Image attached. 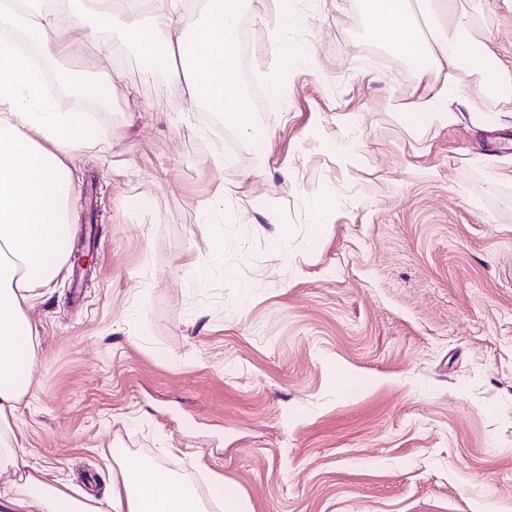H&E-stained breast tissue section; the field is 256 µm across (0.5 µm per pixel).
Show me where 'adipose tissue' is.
I'll list each match as a JSON object with an SVG mask.
<instances>
[{
    "label": "adipose tissue",
    "instance_id": "1",
    "mask_svg": "<svg viewBox=\"0 0 512 512\" xmlns=\"http://www.w3.org/2000/svg\"><path fill=\"white\" fill-rule=\"evenodd\" d=\"M241 0H198L196 25L181 31L172 0H124V38L148 63L171 65L192 102L250 127L239 81L236 31ZM111 0H0V27L23 33L43 58L56 60L77 44L111 51ZM367 36L409 60L428 81L433 103L448 100L460 63L472 53L487 62L482 85L512 97V55L478 39V22L457 0H361ZM16 44L0 39V470L18 481L0 486V512H207L197 487L174 472L117 452L103 497L82 495L65 482L50 485L31 466L17 437V412L31 390L39 327L28 315L36 291L49 287L67 263L71 230L69 166L74 152L99 149L107 131L84 112H54L41 69L21 70Z\"/></svg>",
    "mask_w": 512,
    "mask_h": 512
}]
</instances>
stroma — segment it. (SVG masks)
Here are the masks:
<instances>
[{"label": "stroma", "mask_w": 512, "mask_h": 512, "mask_svg": "<svg viewBox=\"0 0 512 512\" xmlns=\"http://www.w3.org/2000/svg\"><path fill=\"white\" fill-rule=\"evenodd\" d=\"M482 36L512 53V19ZM245 7L255 127L217 126L120 32L109 132L76 153L75 226L40 327L22 444L48 483L102 495L111 450L225 512H512V102L467 60L448 109L369 40L358 0ZM223 237V248L214 240Z\"/></svg>", "instance_id": "obj_1"}]
</instances>
